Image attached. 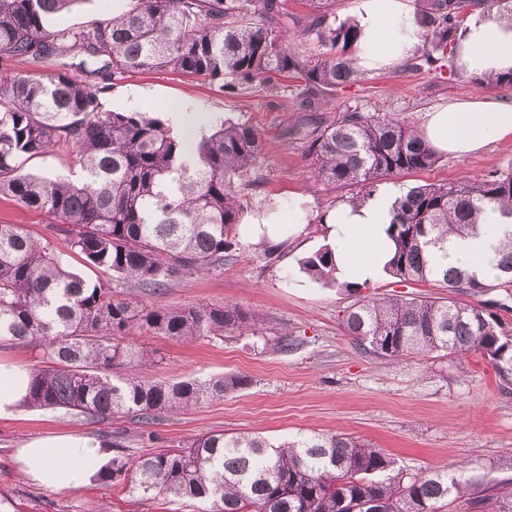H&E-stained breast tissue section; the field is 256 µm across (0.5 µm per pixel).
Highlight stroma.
<instances>
[{"instance_id": "stroma-1", "label": "stroma", "mask_w": 512, "mask_h": 512, "mask_svg": "<svg viewBox=\"0 0 512 512\" xmlns=\"http://www.w3.org/2000/svg\"><path fill=\"white\" fill-rule=\"evenodd\" d=\"M486 97L512 102V88L482 87L470 76L404 71L396 65L336 90L326 98L323 115L333 122L357 107L401 113L418 126L431 108ZM101 102L116 112L163 113L179 107L204 132L225 120L258 128L267 143L265 179L250 190L245 214L274 203L284 207L303 196L310 201L308 215L300 233L280 243L271 256L264 254L263 243L250 240L249 225H240L244 261L176 281L153 298L173 308L233 303L253 316L257 332L193 342L142 337L141 346L155 358L147 379L176 382L241 374L250 380L247 388L185 411L158 414L146 426L130 415L100 422L61 410L19 408L0 417L1 499H11L21 512H87L94 503L109 512H197V503L186 500L140 501L102 478L67 493L41 487L19 471L17 454L30 439L49 434L79 435L106 448L119 436L125 454L136 458L216 432L258 434L273 441L347 433L390 454L398 468L413 475L463 465L477 491L512 478L506 466L512 460V382L502 380L478 353L453 359L435 353L404 361L377 358L361 349L345 327L352 295L301 270L302 260L327 242L320 217L352 191L314 184L303 144L285 135L300 118L292 96L263 91L229 95L207 78L160 71L115 75ZM466 172L512 174V139L468 157L440 154L433 167L389 177L387 183L400 188L447 184ZM284 334L296 341L294 351L277 349Z\"/></svg>"}]
</instances>
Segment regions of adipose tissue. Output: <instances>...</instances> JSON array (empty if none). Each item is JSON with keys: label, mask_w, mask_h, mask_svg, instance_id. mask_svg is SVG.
Returning a JSON list of instances; mask_svg holds the SVG:
<instances>
[{"label": "adipose tissue", "mask_w": 512, "mask_h": 512, "mask_svg": "<svg viewBox=\"0 0 512 512\" xmlns=\"http://www.w3.org/2000/svg\"><path fill=\"white\" fill-rule=\"evenodd\" d=\"M363 30L356 56L368 72L393 66L419 45L422 31L414 21L411 0H357L353 7ZM457 59L468 75L484 78L512 71V22L488 19L482 11L470 13L455 41ZM423 135L440 151L465 157L489 145L512 138V103L457 101L426 112ZM397 197L382 190L362 206L339 205L324 222L336 257L338 281L370 284L386 271L394 252L388 235L390 208ZM484 234L454 238L452 264L477 271L487 278L497 270L490 263L500 222L497 210H486ZM27 369L0 363V416L17 411L27 391ZM109 451L77 435H46L31 439L19 450L23 474L39 485L59 492L80 488L104 469Z\"/></svg>", "instance_id": "obj_1"}]
</instances>
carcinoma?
I'll list each match as a JSON object with an SVG mask.
<instances>
[{
    "label": "carcinoma",
    "instance_id": "carcinoma-1",
    "mask_svg": "<svg viewBox=\"0 0 512 512\" xmlns=\"http://www.w3.org/2000/svg\"><path fill=\"white\" fill-rule=\"evenodd\" d=\"M91 0H0V196L50 220L85 263L130 283L133 300L67 270L51 241L21 224H0V344L43 351L23 405L109 420L131 414L148 424L250 384L246 376L173 383L143 377L152 357L143 336L177 341L222 339L255 331L233 305L156 307L148 301L178 279L224 269L241 254L238 226L248 190L262 179L263 135L223 122L192 145L154 112L104 110L106 81L127 72L176 71L219 82L226 93H286L297 82L302 122L286 132L306 144L313 179L351 187L350 203L379 191L389 176L435 165L436 151L399 113L345 110L326 125L325 96L365 77L356 64L359 31L336 23L335 0H306L309 14H288L284 0H134V7L84 26L52 22ZM512 20V0H420L421 47L406 71L444 72L472 7ZM322 51L305 55L298 41ZM24 58L33 70L12 69ZM78 70L82 77L71 76ZM64 150L77 182L25 171L32 159ZM499 211L500 245L485 280L448 263L450 237L485 230L486 209ZM394 255L387 273L432 283L446 297L358 298L345 325L380 358L480 352L512 378V331L483 306L459 303L460 291L512 287V175L466 177L410 189L393 208ZM315 280L336 282L324 247L301 262ZM103 478L149 501L160 495L205 504L199 512H512V481L470 490L458 466L409 477L379 448L349 434L296 435L278 445L259 435L214 433L131 459L112 457Z\"/></svg>",
    "mask_w": 512,
    "mask_h": 512
}]
</instances>
